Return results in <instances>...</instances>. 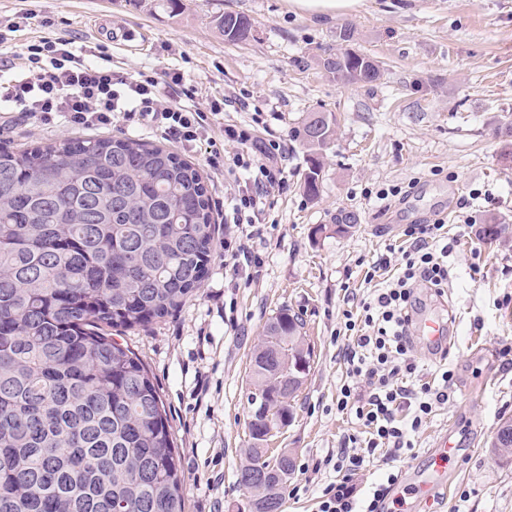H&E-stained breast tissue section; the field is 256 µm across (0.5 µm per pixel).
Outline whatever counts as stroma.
I'll return each instance as SVG.
<instances>
[{
	"mask_svg": "<svg viewBox=\"0 0 512 512\" xmlns=\"http://www.w3.org/2000/svg\"><path fill=\"white\" fill-rule=\"evenodd\" d=\"M0 0V31L18 17L32 21L16 44L62 33L99 47L128 72L183 73L207 105L235 89L250 106L228 112V124L261 117V140L288 149V186L248 240L260 253L258 274L224 280V251L213 246L202 285L163 321L119 333L154 375L170 412L180 457L186 512H246L236 483L250 440V360L266 322L279 310L302 315L314 349L294 419L273 442L295 450L290 481L298 495L282 512H316V498L335 480L325 458L358 432L337 408L346 379L339 355L348 337L347 294L362 300L401 274L399 253L409 224L442 221L456 239L448 285L420 291L418 311L449 309L456 323L446 360L413 337L423 380L440 366L454 373L447 402L435 405L401 459L378 458L375 478L420 470L443 441L460 448L446 494L416 512H512V462L495 457L491 440L512 418V243L480 236L487 218L512 225V137L498 134L512 117V0H361L355 13L318 19L289 0ZM249 17L247 40L226 41L217 19ZM353 26V49L372 58L382 77L371 85L336 81L321 61L342 49L341 27ZM135 30L134 48L121 35ZM335 113L320 192L300 188L304 151L293 134L311 112ZM62 124H20L0 134L14 147L81 137ZM398 186L397 196L377 192ZM350 232L336 230L342 215ZM388 270L366 273L382 254Z\"/></svg>",
	"mask_w": 512,
	"mask_h": 512,
	"instance_id": "obj_1",
	"label": "stroma"
}]
</instances>
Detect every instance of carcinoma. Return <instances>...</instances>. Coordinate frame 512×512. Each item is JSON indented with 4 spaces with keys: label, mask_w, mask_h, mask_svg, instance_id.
<instances>
[{
    "label": "carcinoma",
    "mask_w": 512,
    "mask_h": 512,
    "mask_svg": "<svg viewBox=\"0 0 512 512\" xmlns=\"http://www.w3.org/2000/svg\"><path fill=\"white\" fill-rule=\"evenodd\" d=\"M251 20L218 27L246 39ZM336 80L373 84L354 50L323 60ZM336 115L311 112L295 131L308 153L303 190L319 193ZM215 224L203 176L167 149L131 137L0 147V512H184L180 461L159 389L112 337L171 315L199 290ZM490 241L507 224H484ZM251 358L266 405L292 419L311 370L301 315L280 311ZM237 473L249 512H280L293 452L260 448L261 416ZM512 418L491 448L512 458Z\"/></svg>",
    "instance_id": "1"
}]
</instances>
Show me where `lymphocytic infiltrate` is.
Instances as JSON below:
<instances>
[{"label":"lymphocytic infiltrate","instance_id":"f902f5d3","mask_svg":"<svg viewBox=\"0 0 512 512\" xmlns=\"http://www.w3.org/2000/svg\"><path fill=\"white\" fill-rule=\"evenodd\" d=\"M3 68L12 75L0 80V132L23 119L106 129L119 118L129 126L149 127L186 148L212 141L214 116L229 107L248 106L244 97L228 91L200 108L185 87L183 74L169 72L161 78L143 71L120 72L113 69L109 56L99 52L86 58L76 52L73 39L65 37L42 39L19 53L0 34ZM224 139L243 147L229 161L239 171L237 188L221 215L224 266L235 279L243 268L262 262L242 238L248 227L262 223L276 193L286 187L288 152L278 141H257L241 126H225ZM438 230L435 224L406 226L401 276L363 303L365 329L342 348L349 380L340 387L337 407L354 414L363 435L341 441L333 464L336 478L323 488L318 512H387L395 474L365 488L356 486V478L373 465L377 451L395 456L411 448L409 435L431 413L433 402L448 400L450 370L440 369L435 383L416 384L418 366L407 341L415 286L438 289L448 280L443 257L451 253L452 244L443 245L437 255L429 249Z\"/></svg>","mask_w":512,"mask_h":512}]
</instances>
